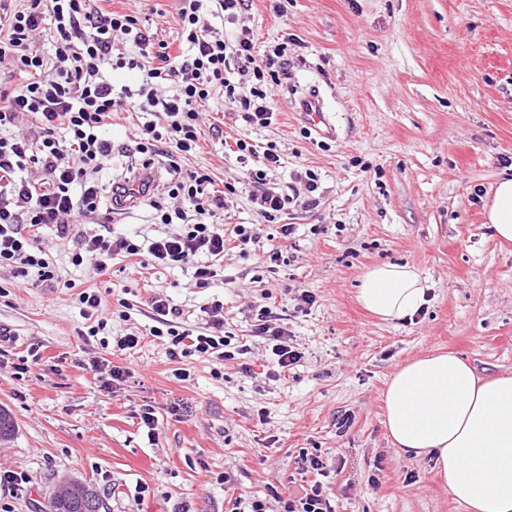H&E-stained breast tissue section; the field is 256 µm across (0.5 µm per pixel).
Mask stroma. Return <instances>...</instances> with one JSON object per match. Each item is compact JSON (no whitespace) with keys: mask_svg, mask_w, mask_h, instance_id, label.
<instances>
[{"mask_svg":"<svg viewBox=\"0 0 512 512\" xmlns=\"http://www.w3.org/2000/svg\"><path fill=\"white\" fill-rule=\"evenodd\" d=\"M258 44L289 34L288 85L278 115L243 127L217 105L202 122L191 165L211 191L246 177L258 157L237 160L235 139L276 145L277 185L313 170L320 207L290 212L291 240L275 225L250 256L226 249L224 276L195 288L192 266L143 265L118 257L94 274L73 265L75 239L53 229L41 245L73 288L19 287L0 270V327L10 330L0 366V407L16 419L0 442V468L22 472L25 491L0 484V512H39L59 484H93L108 512H232L236 498L262 499L287 482L303 448L344 468L327 478L336 512H466L432 462L399 456L383 424L392 373L408 360L451 351L486 375L512 373V245L484 222L491 186L512 176V0H252L243 17ZM142 23L171 46L183 41L176 0H146ZM319 95L336 135H318L300 102ZM321 233H313V225ZM282 247L284 261L266 253ZM381 262L412 265L430 287L420 315L387 323L355 299L359 275ZM96 291L112 319L103 339L79 335V290ZM316 297L298 311L302 291ZM164 294L185 321L224 301L226 331L249 337L259 307L283 315L304 354L269 378V348L251 340L243 361L187 358L179 381L163 340L150 336L151 299ZM141 335L110 354L101 340ZM39 349L42 363L15 373L13 360ZM130 367L112 383L86 370L92 358ZM251 373H242L241 363ZM157 418L155 438L140 422Z\"/></svg>","mask_w":512,"mask_h":512,"instance_id":"35a3bbf8","label":"stroma"}]
</instances>
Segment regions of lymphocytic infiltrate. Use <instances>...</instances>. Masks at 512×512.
Returning a JSON list of instances; mask_svg holds the SVG:
<instances>
[{
  "mask_svg": "<svg viewBox=\"0 0 512 512\" xmlns=\"http://www.w3.org/2000/svg\"><path fill=\"white\" fill-rule=\"evenodd\" d=\"M250 0H179L185 36L177 53L142 28L137 8L108 11L99 0H24L0 17V62L15 61L27 79L12 89L0 87V268L11 269L33 286L56 288V268L40 245L44 227L68 237L77 224L98 217L105 193L119 197L121 182L102 188L98 175L115 159L112 115L122 110L149 113L136 137L142 172L156 156L169 162L167 203L149 205L150 221L167 225L163 235L107 233L85 236L73 265L107 271L115 257L149 256L163 266H193L196 288L211 286L224 270V250L235 243L241 255L260 242L263 223L279 222L282 239L296 227L282 223L297 208L316 209L319 178L312 170L295 173L287 187H273L267 173L279 168L275 146L263 152V167L249 176L248 198L260 217L225 231L224 197L209 192L207 172L187 168L202 136L200 114L222 99L246 127H265L276 116L275 89L288 78V44L258 47L249 28L235 23ZM234 33H227V26ZM52 30L50 55L34 52L37 33ZM151 336L165 339L174 376L187 380L184 359L198 356L232 360L247 354L224 329V303L204 306L205 321L190 326L178 308L157 296L151 300ZM274 356L269 369L279 377L303 357L292 333L271 307H261L251 325ZM296 475L275 492L280 512H335L322 479L327 465L318 451L302 450Z\"/></svg>",
  "mask_w": 512,
  "mask_h": 512,
  "instance_id": "1",
  "label": "lymphocytic infiltrate"
}]
</instances>
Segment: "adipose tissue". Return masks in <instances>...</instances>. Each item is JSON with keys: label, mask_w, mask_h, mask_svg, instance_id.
<instances>
[{"label": "adipose tissue", "mask_w": 512, "mask_h": 512, "mask_svg": "<svg viewBox=\"0 0 512 512\" xmlns=\"http://www.w3.org/2000/svg\"><path fill=\"white\" fill-rule=\"evenodd\" d=\"M499 244L512 243V177L500 179L484 204ZM429 288L409 265L382 263L360 278L357 300L381 320L412 319ZM391 446L430 459L469 512H512V373L479 374L452 353L399 367L384 396Z\"/></svg>", "instance_id": "ef3b65f1"}]
</instances>
